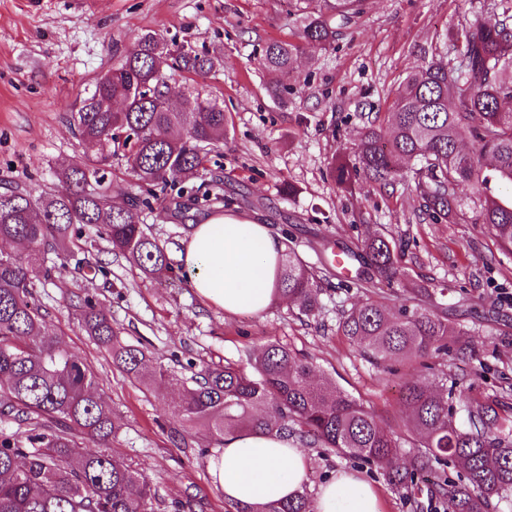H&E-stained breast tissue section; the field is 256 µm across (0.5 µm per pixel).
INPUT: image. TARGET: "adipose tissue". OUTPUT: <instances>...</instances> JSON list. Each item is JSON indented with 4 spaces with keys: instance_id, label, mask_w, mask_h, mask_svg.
<instances>
[{
    "instance_id": "1",
    "label": "adipose tissue",
    "mask_w": 512,
    "mask_h": 512,
    "mask_svg": "<svg viewBox=\"0 0 512 512\" xmlns=\"http://www.w3.org/2000/svg\"><path fill=\"white\" fill-rule=\"evenodd\" d=\"M283 246L249 216L217 212L194 227L180 254L189 288L225 314L260 313L275 293ZM213 483L231 504H269L294 496L309 480V460L286 435L242 433L224 441L209 464ZM315 512H378L377 496L362 477L340 472L324 482Z\"/></svg>"
}]
</instances>
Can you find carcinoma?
<instances>
[{"instance_id": "carcinoma-1", "label": "carcinoma", "mask_w": 512, "mask_h": 512, "mask_svg": "<svg viewBox=\"0 0 512 512\" xmlns=\"http://www.w3.org/2000/svg\"><path fill=\"white\" fill-rule=\"evenodd\" d=\"M289 0L299 20V42L266 45L259 65L276 80L267 91L280 100L297 69L301 45L325 50L337 30L364 14L367 0ZM458 56L428 62L401 83L387 114L388 144L375 124L366 127L355 162L338 160L343 183L360 174L386 182L404 160L414 162L428 211L459 222L483 224L501 248L512 252V0H497L492 15L464 24L457 33ZM215 53L184 45L168 47L162 34L146 31L73 113V134L87 152L56 171L57 184L34 193L8 191L0 202V241L23 246L27 255L0 254V512H150L151 489L133 464L105 451L114 433L112 409L97 396L94 372L46 330L35 302L37 280L54 267L38 269L32 257L53 253L64 259L82 229H92L110 251L150 276L172 271L167 253L147 233L143 205L129 198L112 204V185L101 172L123 157L143 187L175 184L194 174L207 154L224 141L229 119L224 107L196 90L180 104L166 100L168 69L205 77L221 65ZM468 187L473 216L463 211L459 191ZM369 279L397 275V253L382 234L363 247ZM276 294L305 315L321 308L320 279L293 248L281 255ZM81 329L132 379L164 377L167 369L149 351L121 343L100 302L78 301ZM338 329L372 362L414 355L438 359L470 352L465 332L415 302L391 314L366 301L343 314ZM312 367L287 348L267 344L252 371L227 363L207 366L183 386L176 411L180 421L202 424L219 445L242 432L279 431L311 438L345 457L383 471L397 488L425 483L445 512H488L491 498L512 490V425L486 407L467 409L458 420L461 393L447 380L407 381L405 405L412 414L413 465L399 464L400 446L354 398L332 382H311ZM84 439L99 447L88 452ZM453 469L451 478L441 468ZM234 512H314L305 492L266 505H234Z\"/></svg>"}]
</instances>
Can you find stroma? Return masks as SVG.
Here are the masks:
<instances>
[{
    "label": "stroma",
    "mask_w": 512,
    "mask_h": 512,
    "mask_svg": "<svg viewBox=\"0 0 512 512\" xmlns=\"http://www.w3.org/2000/svg\"><path fill=\"white\" fill-rule=\"evenodd\" d=\"M489 8L490 0H369L331 47L303 48L280 104L269 96L271 77L258 60L267 44L294 41L288 0H43L37 7L0 0V185L36 192L54 186L57 169L83 152L70 127L80 96L142 32L224 55L203 79L168 73L172 95L204 89L231 120L223 144L184 183L201 202L176 205L173 187L152 200L147 226L174 278L145 277L85 231L75 245L94 270L66 266L34 288L49 333L96 375L115 423L109 451L147 476L154 512H176L187 501L195 512H227L208 472L220 447L202 425L174 422L181 382L209 364L248 366L271 342L311 362L315 379L354 397L393 433L401 461H410L402 394L421 373L419 359L374 364L337 330L344 311L370 298L394 312L414 291L427 290V306L468 331L473 351L468 359L445 357L439 375L467 402L512 420V255L483 225L434 220L409 170L385 185L360 177L347 186L333 168L335 158H353L368 121L385 127L406 75L453 53L461 24L486 17ZM224 210L267 225L316 270L317 315L305 316L278 296L264 313L228 317L194 294L179 272V254L201 219ZM375 231L399 250L397 277L368 290L342 287L333 252L357 250ZM84 296L105 306L119 341L147 348L171 379L146 386L116 367L79 326L72 302ZM304 449L308 496L337 472L358 471L374 486L379 512H443L429 489L399 491L360 461L309 442Z\"/></svg>",
    "instance_id": "stroma-1"
}]
</instances>
